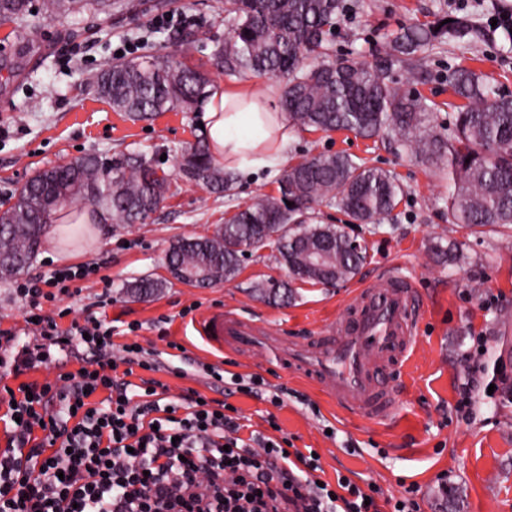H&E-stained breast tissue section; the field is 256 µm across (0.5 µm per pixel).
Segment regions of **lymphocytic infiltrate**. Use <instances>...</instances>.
<instances>
[{
  "label": "lymphocytic infiltrate",
  "mask_w": 512,
  "mask_h": 512,
  "mask_svg": "<svg viewBox=\"0 0 512 512\" xmlns=\"http://www.w3.org/2000/svg\"><path fill=\"white\" fill-rule=\"evenodd\" d=\"M94 272L88 264L63 267L14 285L33 331L48 345L65 340L105 353L0 397L12 420L10 444L0 451V512H421L416 487L395 496L342 474L324 482L318 457L289 450L287 438L239 442L228 403L200 400L194 391L171 411L161 382L131 380L135 368L151 373L157 363L136 342L111 353L114 330L103 317L91 314L64 328L41 314L43 303ZM474 342L454 406L464 420L481 388L487 340L478 335ZM201 470L203 482L195 478Z\"/></svg>",
  "instance_id": "1"
}]
</instances>
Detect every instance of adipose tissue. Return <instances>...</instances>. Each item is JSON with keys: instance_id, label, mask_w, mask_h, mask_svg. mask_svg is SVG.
<instances>
[{"instance_id": "ef3b65f1", "label": "adipose tissue", "mask_w": 512, "mask_h": 512, "mask_svg": "<svg viewBox=\"0 0 512 512\" xmlns=\"http://www.w3.org/2000/svg\"><path fill=\"white\" fill-rule=\"evenodd\" d=\"M202 123L214 159L236 173L275 167L295 140L272 95L256 94L244 84L211 87Z\"/></svg>"}]
</instances>
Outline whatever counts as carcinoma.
Segmentation results:
<instances>
[{
	"label": "carcinoma",
	"instance_id": "obj_1",
	"mask_svg": "<svg viewBox=\"0 0 512 512\" xmlns=\"http://www.w3.org/2000/svg\"><path fill=\"white\" fill-rule=\"evenodd\" d=\"M43 14L65 19L84 12L107 15L112 0H43ZM346 11L344 0H224L230 42L217 48L221 74L267 75L282 83L279 107L294 125L324 132L350 131L363 138L394 139L400 152L448 169V218L471 229L512 226V95H493L484 76L460 68L451 76L462 101L448 133L424 125L428 105L389 81L394 64L414 72L417 53L445 39H463L469 19L400 27L387 57L375 63L338 58L330 39ZM14 32L36 28L31 0H0V25ZM100 98L131 120L162 112L202 107L210 75L171 56H144L109 64L89 78ZM182 175L222 195L237 177L216 164L204 141L185 149ZM168 175L146 156L115 163L87 154L63 166L38 168L0 203V282L19 274L35 257L49 224L62 208L80 201L112 216L114 224H142L165 201ZM405 193L397 175L343 153H320L288 168L278 195H259L205 236L180 237L168 252L169 264L196 271L217 284L233 279L241 258L266 247L293 281L345 282L366 261V248L345 226L321 224L315 205L338 206L352 221L372 224L390 214ZM292 206H287V203ZM329 251L327 268L309 264V250ZM166 283L143 278L132 285L151 295ZM288 283L259 289L270 303L284 300Z\"/></svg>",
	"mask_w": 512,
	"mask_h": 512
}]
</instances>
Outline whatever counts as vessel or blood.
<instances>
[{
  "instance_id": "1",
  "label": "vessel or blood",
  "mask_w": 512,
  "mask_h": 512,
  "mask_svg": "<svg viewBox=\"0 0 512 512\" xmlns=\"http://www.w3.org/2000/svg\"><path fill=\"white\" fill-rule=\"evenodd\" d=\"M347 307L304 342L229 307L205 312L197 332L217 352L257 355L306 373L342 410L377 424L390 422L401 407L391 377L403 372L411 357L424 307L412 278L399 271L377 275L355 289Z\"/></svg>"
}]
</instances>
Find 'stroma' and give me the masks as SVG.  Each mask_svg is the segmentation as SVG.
I'll return each instance as SVG.
<instances>
[{
    "instance_id": "35a3bbf8",
    "label": "stroma",
    "mask_w": 512,
    "mask_h": 512,
    "mask_svg": "<svg viewBox=\"0 0 512 512\" xmlns=\"http://www.w3.org/2000/svg\"><path fill=\"white\" fill-rule=\"evenodd\" d=\"M108 17L86 13L66 20H44L18 39L0 26V50L17 68L0 87V201L37 168L96 152L118 159L143 154L158 160L170 176L164 207L147 223L100 225L78 241L62 242L71 263L95 262L99 272L81 291L64 296L72 319H83L97 293L110 291L115 344L135 341L161 365L156 380L179 402L195 390L213 400H228L237 410L241 438L269 433L276 420L293 447L315 449L322 477L343 474L358 485L377 481L391 492L416 485L422 512H512V229L471 232L448 221L447 179L435 164L399 153L388 140L363 139L349 132H298L288 163L320 153L344 152L369 159L397 174L406 194L388 218L359 224L351 236L364 240L367 258L357 279L381 270L405 268L426 314L408 375L394 378L402 405L393 421L371 425L366 419L336 412L317 387L276 371L256 358L222 356L205 345L196 322L207 310L229 306L246 318L264 319L275 330L308 336L340 317L353 283L338 287L294 282L287 302L257 297V285L288 279L286 269L265 248L243 258L229 282L197 288L171 280L166 253L181 236L212 234L225 217L254 195L277 194L282 168L238 180L228 196H218L185 179L176 167L182 148L200 131L199 113L165 112L148 121H131L99 99L88 75L124 58L187 54L210 69L218 44L230 36L224 0H112ZM332 38L337 55L372 63L382 57L392 34L418 21L448 14L475 13L482 33L479 52L469 55L457 44L424 49L421 76L396 67V87L423 98L433 108L432 122L447 129L453 118L450 78L456 68L473 64L497 93L512 94V40L492 25L512 11V0H347ZM167 281V288L141 297L131 291L137 280ZM137 324L129 332V324ZM488 336L484 357L486 384L469 420L456 418L457 390L467 379L464 355L479 333ZM220 364L224 371L264 378L284 389L281 406L242 393L225 396L199 375L197 362Z\"/></svg>"
}]
</instances>
